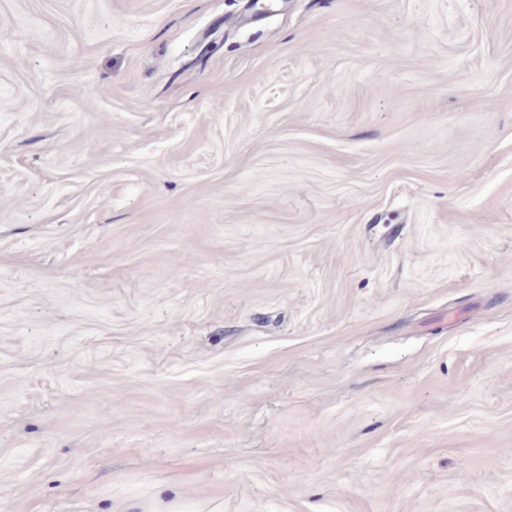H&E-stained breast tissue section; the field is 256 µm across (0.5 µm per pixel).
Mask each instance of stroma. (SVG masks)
Returning <instances> with one entry per match:
<instances>
[{"label":"stroma","mask_w":512,"mask_h":512,"mask_svg":"<svg viewBox=\"0 0 512 512\" xmlns=\"http://www.w3.org/2000/svg\"><path fill=\"white\" fill-rule=\"evenodd\" d=\"M512 512V0H0V499Z\"/></svg>","instance_id":"obj_1"}]
</instances>
